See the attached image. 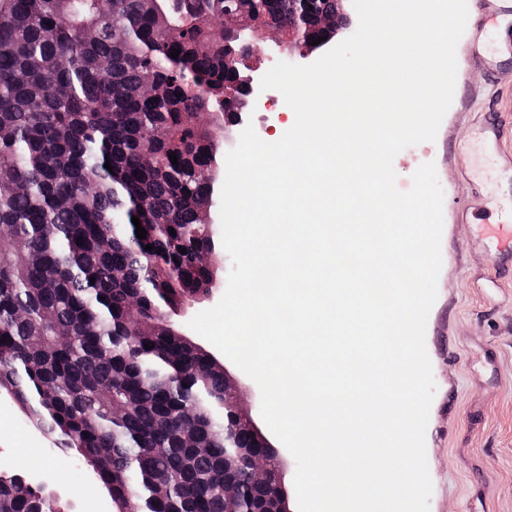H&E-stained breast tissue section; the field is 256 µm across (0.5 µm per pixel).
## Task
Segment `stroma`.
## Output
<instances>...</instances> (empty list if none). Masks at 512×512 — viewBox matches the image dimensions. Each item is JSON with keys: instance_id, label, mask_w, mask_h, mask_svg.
Here are the masks:
<instances>
[{"instance_id": "obj_1", "label": "stroma", "mask_w": 512, "mask_h": 512, "mask_svg": "<svg viewBox=\"0 0 512 512\" xmlns=\"http://www.w3.org/2000/svg\"><path fill=\"white\" fill-rule=\"evenodd\" d=\"M468 90L453 101L435 140L401 151L393 161L399 190L414 172L434 163L444 201H460L474 187L512 203V183L492 164L473 157L475 183L457 180L449 141L469 139L474 124L512 110V62L496 79L474 69L460 73ZM446 242L437 299L425 335L435 393L426 430L432 480L430 512H512V263L497 265L493 245L475 224L443 215ZM19 407L0 400V469L46 475L72 512H94L108 493L89 470L62 455L46 454Z\"/></svg>"}]
</instances>
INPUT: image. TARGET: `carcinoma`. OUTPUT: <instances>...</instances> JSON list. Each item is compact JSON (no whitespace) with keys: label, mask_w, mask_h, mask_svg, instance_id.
I'll return each instance as SVG.
<instances>
[{"label":"carcinoma","mask_w":512,"mask_h":512,"mask_svg":"<svg viewBox=\"0 0 512 512\" xmlns=\"http://www.w3.org/2000/svg\"><path fill=\"white\" fill-rule=\"evenodd\" d=\"M309 5L311 32L295 48L336 36L319 26L332 0ZM294 8L0 5V392L90 467L113 512H225L226 476L253 503L271 492L224 459V426H240L225 409L235 395L219 361L165 310L206 296L224 261L210 221L217 133L241 109L247 75L225 16L286 32ZM0 512L68 510L51 488L0 471Z\"/></svg>","instance_id":"carcinoma-1"}]
</instances>
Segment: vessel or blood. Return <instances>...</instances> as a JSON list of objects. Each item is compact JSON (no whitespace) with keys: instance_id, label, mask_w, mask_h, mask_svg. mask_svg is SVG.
<instances>
[{"instance_id":"1","label":"vessel or blood","mask_w":512,"mask_h":512,"mask_svg":"<svg viewBox=\"0 0 512 512\" xmlns=\"http://www.w3.org/2000/svg\"><path fill=\"white\" fill-rule=\"evenodd\" d=\"M469 50L461 65L466 69L477 68L491 73L499 68L503 59L512 60V31H499L496 18L501 14H512V0H467ZM500 118L483 120L476 136L470 141L451 144V154L467 156L482 152L493 158L500 175L512 178V152L506 151L501 140ZM485 239L494 243L496 249L512 259V214L497 213L481 225Z\"/></svg>"}]
</instances>
